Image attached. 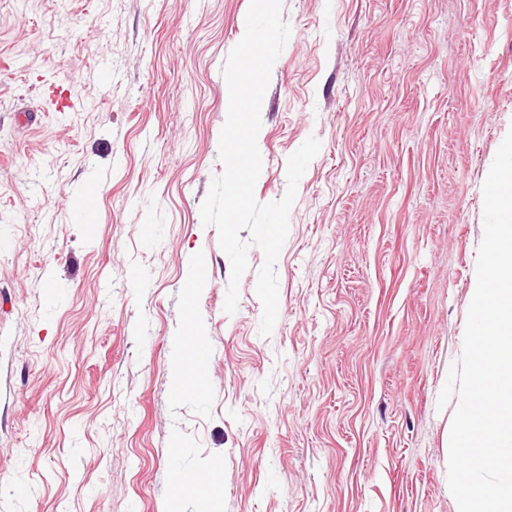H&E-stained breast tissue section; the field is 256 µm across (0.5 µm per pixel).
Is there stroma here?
Segmentation results:
<instances>
[{"instance_id": "1", "label": "stroma", "mask_w": 512, "mask_h": 512, "mask_svg": "<svg viewBox=\"0 0 512 512\" xmlns=\"http://www.w3.org/2000/svg\"><path fill=\"white\" fill-rule=\"evenodd\" d=\"M249 2L0 0V512H458L438 400L512 129V0H282L256 200L321 148L267 336L263 252L226 314L200 212ZM195 323L210 374L179 394Z\"/></svg>"}]
</instances>
